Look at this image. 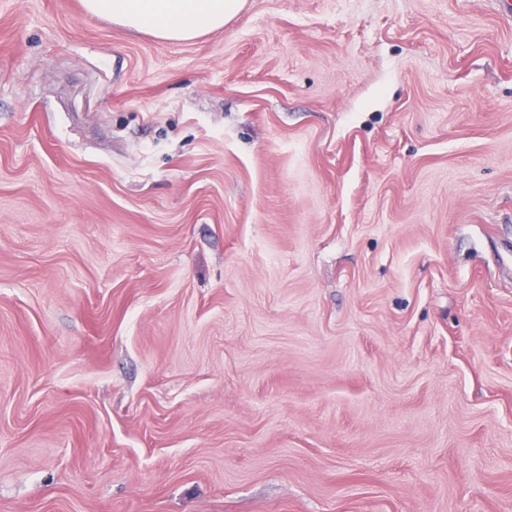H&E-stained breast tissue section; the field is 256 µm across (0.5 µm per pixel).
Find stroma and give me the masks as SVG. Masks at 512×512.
Segmentation results:
<instances>
[{"label":"stroma","instance_id":"obj_1","mask_svg":"<svg viewBox=\"0 0 512 512\" xmlns=\"http://www.w3.org/2000/svg\"><path fill=\"white\" fill-rule=\"evenodd\" d=\"M0 512H512L503 0H0ZM86 11L156 39L183 42L221 30L245 0H83Z\"/></svg>","mask_w":512,"mask_h":512}]
</instances>
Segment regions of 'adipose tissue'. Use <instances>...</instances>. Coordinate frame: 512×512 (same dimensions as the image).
Returning a JSON list of instances; mask_svg holds the SVG:
<instances>
[{"label":"adipose tissue","instance_id":"adipose-tissue-1","mask_svg":"<svg viewBox=\"0 0 512 512\" xmlns=\"http://www.w3.org/2000/svg\"><path fill=\"white\" fill-rule=\"evenodd\" d=\"M86 11L129 30L183 42L223 28L245 0H83Z\"/></svg>","mask_w":512,"mask_h":512}]
</instances>
